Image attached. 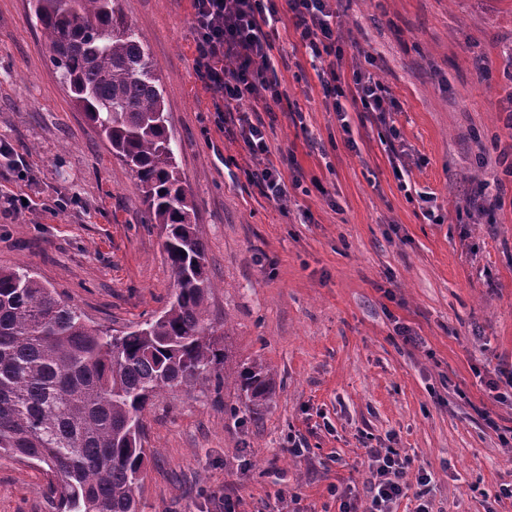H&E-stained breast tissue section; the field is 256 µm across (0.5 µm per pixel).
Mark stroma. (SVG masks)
I'll list each match as a JSON object with an SVG mask.
<instances>
[{
    "mask_svg": "<svg viewBox=\"0 0 512 512\" xmlns=\"http://www.w3.org/2000/svg\"><path fill=\"white\" fill-rule=\"evenodd\" d=\"M120 6L158 66L208 246L215 344L227 371L257 360L273 375L257 419L212 375L154 400L140 512H224L227 497L236 512H339L336 491L368 500L367 451L387 447L411 458L409 481L431 475L432 512H512V403L487 386L512 373V0H345L353 42L337 70L373 73L399 102L390 146L370 121L342 130L291 22L277 23L283 98L261 118L272 160L296 161L285 178L304 174L282 202L247 181L252 160L195 73L190 0ZM0 141L26 159L33 200L67 203L0 217V268L28 267L109 331L159 315L173 291L164 230L71 104L28 0H0ZM496 177L500 200L461 209ZM294 436L303 456L288 453ZM42 485L0 459V512H51Z\"/></svg>",
    "mask_w": 512,
    "mask_h": 512,
    "instance_id": "35a3bbf8",
    "label": "stroma"
}]
</instances>
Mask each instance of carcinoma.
Returning a JSON list of instances; mask_svg holds the SVG:
<instances>
[{
  "label": "carcinoma",
  "instance_id": "1",
  "mask_svg": "<svg viewBox=\"0 0 512 512\" xmlns=\"http://www.w3.org/2000/svg\"><path fill=\"white\" fill-rule=\"evenodd\" d=\"M69 98L131 172L163 225L174 293L168 307L112 334L28 269L0 268V455L39 470L55 512H139L147 460L142 415L167 389L217 371L205 301L207 246L183 179L157 65L119 0H30ZM224 382L255 417L272 376L253 362Z\"/></svg>",
  "mask_w": 512,
  "mask_h": 512
}]
</instances>
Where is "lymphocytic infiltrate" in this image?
I'll return each instance as SVG.
<instances>
[{
    "label": "lymphocytic infiltrate",
    "mask_w": 512,
    "mask_h": 512,
    "mask_svg": "<svg viewBox=\"0 0 512 512\" xmlns=\"http://www.w3.org/2000/svg\"><path fill=\"white\" fill-rule=\"evenodd\" d=\"M340 0H285L286 12H279L274 0H192V32L195 44L194 68L205 88L222 101L223 111L236 113V139L257 161L246 168V179L256 184L263 195L273 201L286 197L284 176L271 159L262 119L241 112L242 102L261 104L270 110L280 102L281 82L273 60L274 45L268 30L289 16L299 44L312 62L326 98L342 129H349V114L375 116L385 126L384 140L393 143L399 133L389 118L400 105L388 96L384 84L373 74L357 70L351 83H343L336 64L343 56L346 43L341 30ZM374 483L369 503L344 492L339 496L340 512H392L391 506L401 498L418 499L417 512H428L423 500L429 493L430 480L420 477L409 484L406 471L409 457L394 448H373Z\"/></svg>",
    "instance_id": "1"
}]
</instances>
